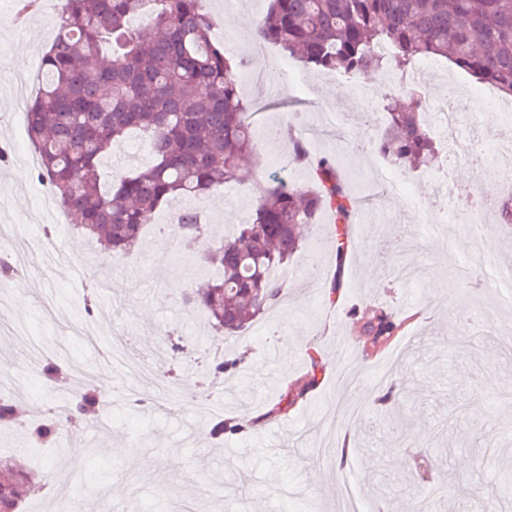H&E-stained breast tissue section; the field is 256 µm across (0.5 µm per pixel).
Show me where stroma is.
Masks as SVG:
<instances>
[{
    "label": "stroma",
    "instance_id": "35a3bbf8",
    "mask_svg": "<svg viewBox=\"0 0 512 512\" xmlns=\"http://www.w3.org/2000/svg\"><path fill=\"white\" fill-rule=\"evenodd\" d=\"M61 0H39L20 12L16 0H0V224L16 231L12 248L23 253L29 237L50 228L46 205L52 197L37 179L38 164L29 157L26 112L36 91L26 85L40 74L41 61L56 32ZM214 20L211 37L223 43L224 20L248 16L258 20L267 0H203ZM30 52L18 61L15 50ZM436 92L463 108L462 129L493 136L486 116L484 84L447 61L437 63ZM304 90L285 85L260 118L268 127L288 125L303 114L300 126L312 155H328L352 192L376 193V210L359 213L348 225L349 250L337 259L335 227L321 215L317 233L307 235L301 254L290 263L296 276L284 302L274 304L241 334L222 336L206 315L189 310L184 297L206 277L199 258L182 253L157 257V235L146 233L141 249L112 253L97 249L79 232L52 230V250L63 251L72 265L44 264L38 271L14 277L5 296L29 339L52 344L63 364L95 371V385L106 392L105 410L112 418V442H97V426L77 435L61 434L46 452L39 484L28 500L40 512H55L63 500L76 499L80 512H95L108 503L124 512L139 500L143 512H181L183 503L203 504V512H340L347 492L361 495L370 512L383 503L375 481L386 477L396 499L432 498L438 512H512V493L493 495L503 470H512V306L498 303L500 288L491 273L462 278L468 260L459 242L468 238L456 221V201L442 197L436 184L449 175L457 189L499 198L495 178L476 167L446 169L443 160L409 174L405 191L376 192V152L363 148V101L384 98L393 76L367 82L339 81L336 74L303 68ZM292 152L288 139L260 142L254 167L242 179L197 199L209 225V243H217L227 227L248 220L257 203L258 186L270 178L308 184L306 167L273 168L274 159ZM410 265L414 281L403 283L385 272L394 262ZM107 271L112 290L99 310L114 331L129 333L141 360L154 364V344L174 340L184 351L179 373L187 383L204 378L202 357L214 345L238 365L224 376V386L211 397L227 417L263 416L259 428L224 442H214L200 424L198 405L181 392H158L123 359L103 363L99 345L66 341L71 323L82 320L83 298L92 272ZM180 288H171V281ZM337 294H330L331 284ZM386 314L403 329L386 344L369 348L362 325ZM29 353L19 342L0 334V379L17 387L31 417L54 406L57 393L44 381L32 380ZM404 376L403 417L389 424L374 399L381 371ZM316 382L286 411H278L287 387L301 378ZM485 406L473 416L475 405ZM353 436L354 451L345 467L322 444ZM384 444L376 453L367 438ZM288 445V453L271 452L269 442ZM82 453H74V446ZM178 452L185 468L180 477L166 472L167 455ZM467 481L468 495L448 490V474ZM125 489L112 494L113 485Z\"/></svg>",
    "mask_w": 512,
    "mask_h": 512
}]
</instances>
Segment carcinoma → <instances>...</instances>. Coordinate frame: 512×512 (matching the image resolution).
I'll return each instance as SVG.
<instances>
[{"mask_svg":"<svg viewBox=\"0 0 512 512\" xmlns=\"http://www.w3.org/2000/svg\"><path fill=\"white\" fill-rule=\"evenodd\" d=\"M202 3L63 0L43 57L46 79L27 110V134L40 157L39 180L78 229L109 251L135 250L158 209L238 180L243 163L256 155L249 116L257 104L240 97L237 65L211 41ZM251 37L348 79L390 67L404 77L424 58H443L512 99V0H270ZM379 45L390 52L376 53ZM425 107L415 87L398 84L386 95L378 149L405 173L428 167L438 151ZM134 132L148 141L150 161L103 178L114 143ZM292 161L309 165L312 184L264 182L252 221L234 225L201 253L214 276L186 303L220 331H243L284 296L288 283L272 271L300 251L304 228H315L322 213L335 224L357 218L332 158L313 159L295 141ZM175 228L185 253L208 237L197 209L179 212ZM98 281L92 275L87 315L101 305ZM399 328L383 314L364 324L375 340ZM66 370L47 357L41 376L54 381ZM400 395L392 384L379 399L392 422ZM103 403L89 382L71 389L49 417L26 428L29 451L52 443L62 426L76 432L95 421ZM23 427L18 400L0 398V430ZM240 432L221 415L211 425L219 440ZM34 480V469L0 456V512H23L25 488Z\"/></svg>","mask_w":512,"mask_h":512,"instance_id":"carcinoma-1","label":"carcinoma"}]
</instances>
